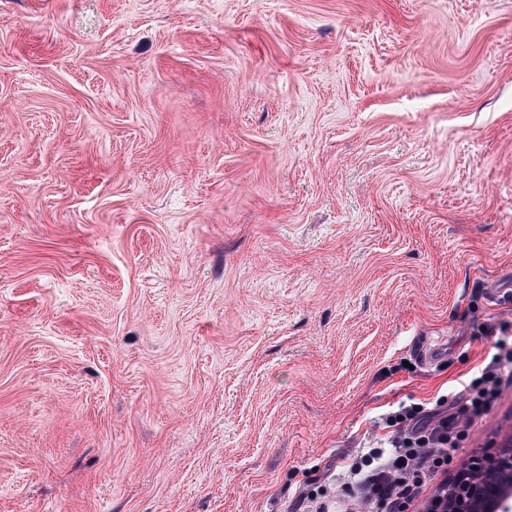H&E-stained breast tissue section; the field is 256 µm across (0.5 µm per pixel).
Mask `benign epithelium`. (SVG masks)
I'll list each match as a JSON object with an SVG mask.
<instances>
[{
	"mask_svg": "<svg viewBox=\"0 0 512 512\" xmlns=\"http://www.w3.org/2000/svg\"><path fill=\"white\" fill-rule=\"evenodd\" d=\"M436 512H512V448L488 444L457 472Z\"/></svg>",
	"mask_w": 512,
	"mask_h": 512,
	"instance_id": "1",
	"label": "benign epithelium"
}]
</instances>
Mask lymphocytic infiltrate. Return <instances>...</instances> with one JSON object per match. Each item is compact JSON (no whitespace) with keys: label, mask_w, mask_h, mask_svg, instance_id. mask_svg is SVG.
Wrapping results in <instances>:
<instances>
[{"label":"lymphocytic infiltrate","mask_w":512,"mask_h":512,"mask_svg":"<svg viewBox=\"0 0 512 512\" xmlns=\"http://www.w3.org/2000/svg\"><path fill=\"white\" fill-rule=\"evenodd\" d=\"M511 364L512 350L493 357L457 397H440L431 409L414 403L390 412L385 424L392 438L349 466L347 485L354 496L346 512H406L434 477L447 475L473 418L497 402L502 370Z\"/></svg>","instance_id":"obj_1"}]
</instances>
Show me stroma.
<instances>
[{"label":"stroma","mask_w":512,"mask_h":512,"mask_svg":"<svg viewBox=\"0 0 512 512\" xmlns=\"http://www.w3.org/2000/svg\"><path fill=\"white\" fill-rule=\"evenodd\" d=\"M489 324L512 0H0V512H302Z\"/></svg>","instance_id":"stroma-1"}]
</instances>
